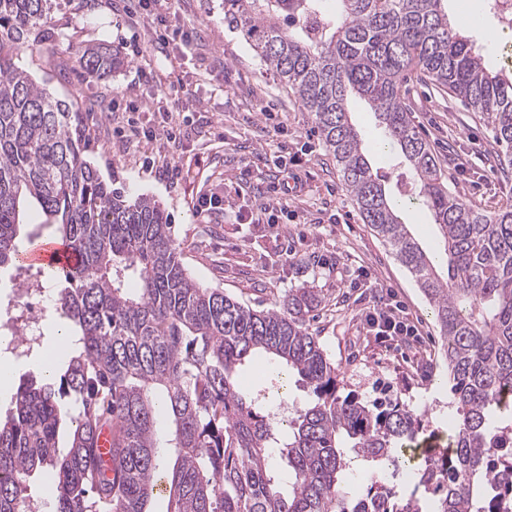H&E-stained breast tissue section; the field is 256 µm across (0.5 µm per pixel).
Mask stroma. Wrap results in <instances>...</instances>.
<instances>
[{
	"mask_svg": "<svg viewBox=\"0 0 512 512\" xmlns=\"http://www.w3.org/2000/svg\"><path fill=\"white\" fill-rule=\"evenodd\" d=\"M40 38L23 48L21 65L81 115L87 158L104 180L119 178L129 194L159 200L171 217L183 263L201 285L224 289L249 304H271L288 289H321L312 324L345 390L366 399L399 398L426 412L431 428L455 416L443 374L439 328L414 277L389 246L363 224L336 167L295 95L224 23L222 0H159L174 29L190 35L157 38L139 17L138 0H59ZM448 15L464 22L489 68L506 65L512 32L497 33L485 5ZM104 44L125 67L104 79L86 77L82 49ZM407 104L421 136L437 155L449 190L486 214L512 204V153L497 146L491 127L457 99L412 77ZM367 158L388 190L410 173L398 150L381 147L374 112L350 104ZM171 132L145 137L162 112ZM274 113L265 121V113ZM299 186L285 192L287 173ZM287 213L276 224H234L224 211L250 203L258 191ZM222 198L202 212L205 196ZM368 270L376 287L359 273ZM401 309L414 336H378L365 315L373 305Z\"/></svg>",
	"mask_w": 512,
	"mask_h": 512,
	"instance_id": "35a3bbf8",
	"label": "stroma"
}]
</instances>
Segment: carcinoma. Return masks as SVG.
<instances>
[{
  "mask_svg": "<svg viewBox=\"0 0 512 512\" xmlns=\"http://www.w3.org/2000/svg\"><path fill=\"white\" fill-rule=\"evenodd\" d=\"M56 0H0V267L21 261L20 202L77 254L56 304L71 326L59 383L22 384L0 422V512H36L22 495L50 467L53 512H148L154 478L166 512H512V205L487 215L459 202L404 104L413 71L487 118L512 148V77L492 73L446 0H224V23L311 113L363 223L380 236L428 299L440 328L458 420L448 436L426 414L341 389L340 370L310 327L323 299L290 288L256 309L204 287L185 268L160 204L131 197L86 159L76 113L14 61L50 19ZM91 77L125 60L89 45ZM364 100L412 173L399 191L432 215L447 277L412 237L384 176L351 122ZM137 287H125L128 276ZM264 355L296 375L312 400L283 420L245 395L239 371ZM75 423L58 450L62 415ZM112 466L98 470L99 432ZM176 456L172 476L165 459ZM279 463L271 464L272 456ZM357 458L410 477L412 489L373 479L352 497Z\"/></svg>",
  "mask_w": 512,
  "mask_h": 512,
  "instance_id": "cac0c4a2",
  "label": "carcinoma"
}]
</instances>
